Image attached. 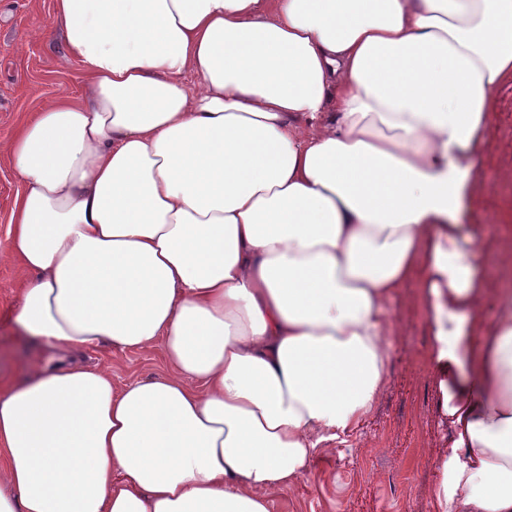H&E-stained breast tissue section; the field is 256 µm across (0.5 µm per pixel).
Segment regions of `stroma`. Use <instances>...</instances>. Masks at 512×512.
Returning a JSON list of instances; mask_svg holds the SVG:
<instances>
[{"label":"stroma","instance_id":"obj_1","mask_svg":"<svg viewBox=\"0 0 512 512\" xmlns=\"http://www.w3.org/2000/svg\"><path fill=\"white\" fill-rule=\"evenodd\" d=\"M54 0H0V250L11 213L26 190L6 151L17 130L59 96L78 101L84 72L51 27ZM512 83L492 103L481 168L472 192L476 207L464 221L485 227L490 258L484 285L512 283ZM25 276L0 257V373L53 361V352L18 334L7 318L21 302ZM391 359L387 383L372 413L349 435L323 443L308 471L289 488L267 493L271 512H434L442 451L448 443L436 370L429 357L431 327L425 271L417 269L387 306ZM106 368L115 387L169 373L161 347L120 350L108 345L80 353Z\"/></svg>","mask_w":512,"mask_h":512}]
</instances>
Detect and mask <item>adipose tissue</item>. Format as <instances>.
I'll use <instances>...</instances> for the list:
<instances>
[{
	"label": "adipose tissue",
	"mask_w": 512,
	"mask_h": 512,
	"mask_svg": "<svg viewBox=\"0 0 512 512\" xmlns=\"http://www.w3.org/2000/svg\"><path fill=\"white\" fill-rule=\"evenodd\" d=\"M82 99L7 151L26 185L0 374V512H270L387 381L418 266L448 417L435 512H512V292L493 329L473 206L512 0H54ZM335 103L338 118L322 117ZM162 345L115 388L79 352ZM25 279L17 264L0 258V370L18 378L27 368L53 363L54 357L53 352L38 348L35 340L20 336L5 321L20 305Z\"/></svg>",
	"instance_id": "adipose-tissue-1"
}]
</instances>
